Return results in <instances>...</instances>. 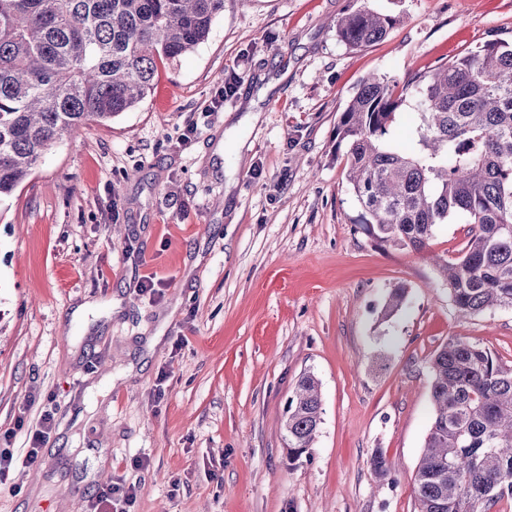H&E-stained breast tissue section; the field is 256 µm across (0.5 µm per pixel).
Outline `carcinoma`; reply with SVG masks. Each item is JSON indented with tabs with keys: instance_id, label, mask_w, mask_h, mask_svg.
<instances>
[{
	"instance_id": "obj_1",
	"label": "carcinoma",
	"mask_w": 512,
	"mask_h": 512,
	"mask_svg": "<svg viewBox=\"0 0 512 512\" xmlns=\"http://www.w3.org/2000/svg\"><path fill=\"white\" fill-rule=\"evenodd\" d=\"M224 0H0V202L43 154L91 122L147 97L158 64L203 43ZM373 10L336 21L352 47L385 37ZM413 110V148L392 128ZM346 179L379 247L421 252L461 217L467 241L441 266L463 316L512 309V46L491 41L401 90L364 78L342 112ZM433 420L414 477L415 512H491L512 497V365L450 337L431 361ZM319 382L304 373L288 402L290 448L321 423Z\"/></svg>"
}]
</instances>
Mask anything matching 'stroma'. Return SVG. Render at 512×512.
Listing matches in <instances>:
<instances>
[{"label":"stroma","instance_id":"obj_1","mask_svg":"<svg viewBox=\"0 0 512 512\" xmlns=\"http://www.w3.org/2000/svg\"><path fill=\"white\" fill-rule=\"evenodd\" d=\"M364 8L394 23L353 48L336 21ZM491 40L512 43V0H224L136 109L47 151L0 203V434L19 456L54 429L0 512H74L111 477L131 512H415L431 357L462 336L512 365V310L459 315L430 257H458L464 225L425 254L375 245L336 127L368 74L400 85ZM307 371L323 413L294 455ZM322 401L319 382L311 373H303L288 402L286 431L290 448L302 454L310 448L321 423Z\"/></svg>","mask_w":512,"mask_h":512}]
</instances>
